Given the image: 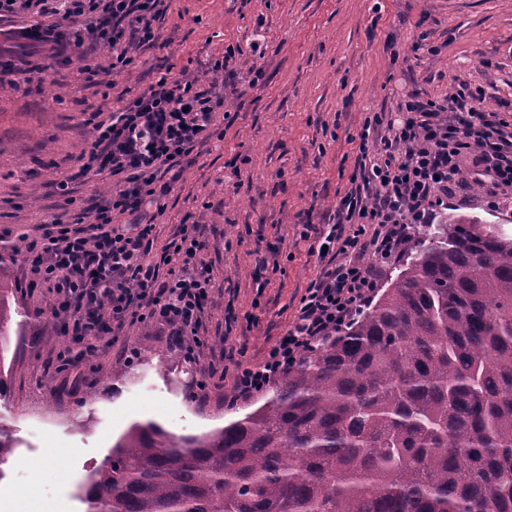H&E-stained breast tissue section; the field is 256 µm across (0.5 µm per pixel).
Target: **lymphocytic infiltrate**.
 <instances>
[{"label": "lymphocytic infiltrate", "instance_id": "1", "mask_svg": "<svg viewBox=\"0 0 512 512\" xmlns=\"http://www.w3.org/2000/svg\"><path fill=\"white\" fill-rule=\"evenodd\" d=\"M20 2L39 15L32 39L42 44L54 31L43 16L85 18L76 40L107 45L109 69L117 75L131 62V41H154L161 0H0V16ZM198 84L160 77L93 123L77 175L114 176L109 197L68 226L46 216L40 240L27 250L34 272L56 291L53 312L62 316L65 332L104 336L161 322L177 336L185 361L199 358L198 332L214 288L200 259L202 244L184 230L151 259L147 213L171 191L180 159L208 137L224 105L215 89ZM486 99L484 86L467 83L441 102L412 91L395 116L366 120L335 223L314 237L300 234L320 272L263 361L238 366L227 405L262 393L307 350L346 327L367 304L382 268L405 252L416 226L430 223L447 203L455 181L512 197V120L488 108Z\"/></svg>", "mask_w": 512, "mask_h": 512}]
</instances>
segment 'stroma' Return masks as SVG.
<instances>
[{"instance_id":"stroma-1","label":"stroma","mask_w":512,"mask_h":512,"mask_svg":"<svg viewBox=\"0 0 512 512\" xmlns=\"http://www.w3.org/2000/svg\"><path fill=\"white\" fill-rule=\"evenodd\" d=\"M68 20L62 54L48 59L14 45L26 80L0 74V253H12L9 350L0 360V417L19 442L0 463V505L15 512H85L79 488L134 422L196 435L242 417L258 398L227 406L237 363L255 364L288 327L320 265L299 234L330 224L349 187L358 134L377 112L398 111L406 92L442 100L459 83L485 86L487 105L512 118V0H163L154 45L133 50L120 75L105 45L75 46ZM223 139H211L164 198L154 253L181 230L202 242L214 292L201 335L211 346L187 363L158 322L92 339L80 379L49 362L72 339L52 313L55 295L39 282L25 249L45 215L70 221L106 195L108 178L57 188L76 171L93 113L108 112L160 76L207 78L227 48ZM450 214L493 224L512 236V201L469 187ZM279 251L280 268L258 286L256 250ZM240 362H233V355ZM219 364L206 400L199 376ZM55 415L54 425L34 421ZM36 485L34 497L19 489Z\"/></svg>"}]
</instances>
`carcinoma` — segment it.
<instances>
[{"mask_svg": "<svg viewBox=\"0 0 512 512\" xmlns=\"http://www.w3.org/2000/svg\"><path fill=\"white\" fill-rule=\"evenodd\" d=\"M414 238L378 299L243 417L133 424L83 484L87 512H512V237L447 215ZM15 448L0 419V462Z\"/></svg>", "mask_w": 512, "mask_h": 512, "instance_id": "cac0c4a2", "label": "carcinoma"}]
</instances>
